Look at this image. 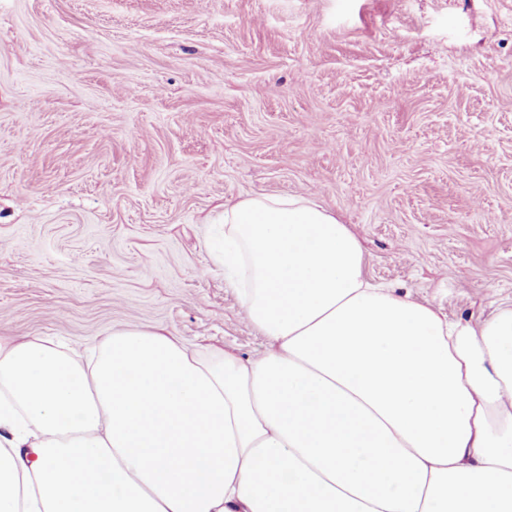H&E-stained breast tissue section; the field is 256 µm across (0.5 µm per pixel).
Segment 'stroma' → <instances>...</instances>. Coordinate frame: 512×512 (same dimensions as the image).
<instances>
[{
	"label": "stroma",
	"instance_id": "stroma-1",
	"mask_svg": "<svg viewBox=\"0 0 512 512\" xmlns=\"http://www.w3.org/2000/svg\"><path fill=\"white\" fill-rule=\"evenodd\" d=\"M302 195L451 320L512 303V0H0V336L266 339L211 221Z\"/></svg>",
	"mask_w": 512,
	"mask_h": 512
}]
</instances>
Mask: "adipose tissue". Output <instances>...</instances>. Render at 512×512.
Returning <instances> with one entry per match:
<instances>
[{"mask_svg": "<svg viewBox=\"0 0 512 512\" xmlns=\"http://www.w3.org/2000/svg\"><path fill=\"white\" fill-rule=\"evenodd\" d=\"M217 221L266 348L0 336V512H512V306L452 321L371 283L301 196Z\"/></svg>", "mask_w": 512, "mask_h": 512, "instance_id": "obj_1", "label": "adipose tissue"}]
</instances>
